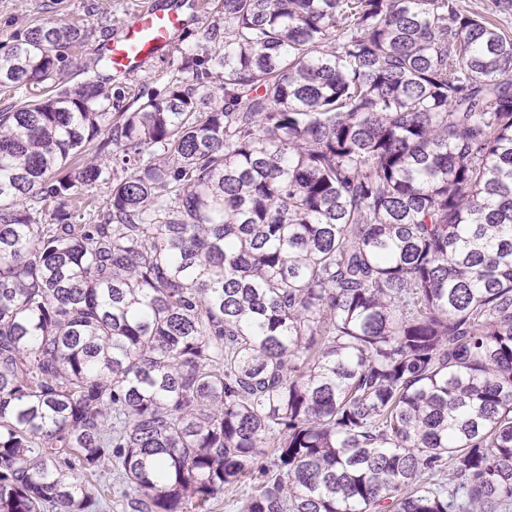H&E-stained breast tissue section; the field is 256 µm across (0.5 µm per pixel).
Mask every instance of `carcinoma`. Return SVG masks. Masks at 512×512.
<instances>
[{"mask_svg": "<svg viewBox=\"0 0 512 512\" xmlns=\"http://www.w3.org/2000/svg\"><path fill=\"white\" fill-rule=\"evenodd\" d=\"M211 5L133 110L101 54L67 80L108 16L0 43V512H503L512 37Z\"/></svg>", "mask_w": 512, "mask_h": 512, "instance_id": "cac0c4a2", "label": "carcinoma"}]
</instances>
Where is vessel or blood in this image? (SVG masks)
Listing matches in <instances>:
<instances>
[{"mask_svg": "<svg viewBox=\"0 0 512 512\" xmlns=\"http://www.w3.org/2000/svg\"><path fill=\"white\" fill-rule=\"evenodd\" d=\"M201 7L200 0H189L185 7L168 0H151L140 7L103 46L112 59L113 79H125L151 59L170 53L187 22V11L196 12Z\"/></svg>", "mask_w": 512, "mask_h": 512, "instance_id": "b4317fda", "label": "vessel or blood"}]
</instances>
